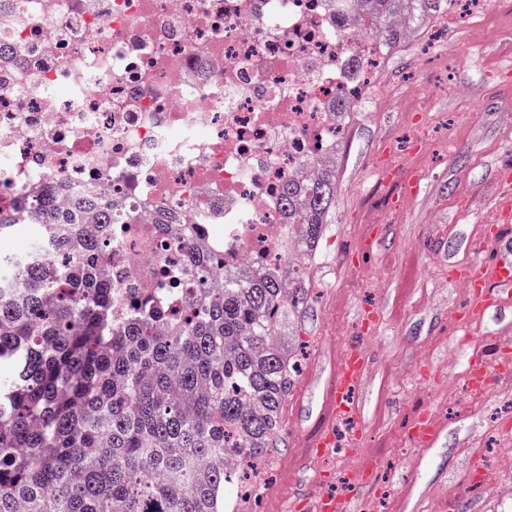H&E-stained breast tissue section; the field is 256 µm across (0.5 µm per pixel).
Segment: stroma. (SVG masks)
<instances>
[{"instance_id":"obj_1","label":"stroma","mask_w":512,"mask_h":512,"mask_svg":"<svg viewBox=\"0 0 512 512\" xmlns=\"http://www.w3.org/2000/svg\"><path fill=\"white\" fill-rule=\"evenodd\" d=\"M512 0L468 14L445 42L422 52L414 42L390 48L384 84L363 112L351 113L339 148L336 198L314 257L307 259L309 297L290 344L300 371L282 411V441L259 471V492L238 499L236 512H289L300 496L328 490L326 474L351 475L380 459L376 484L384 512H448L464 491L468 460L485 427L503 439L491 485L469 494L474 512H512V385L470 417L448 407L467 353L454 345L455 304L466 293L451 266L486 254L479 227L511 189L497 181L512 165ZM412 171L420 191L407 204L369 209V193L392 195L381 165ZM378 244L355 251L365 232ZM381 321L366 341L369 372L356 395L361 438L352 455L313 454L310 445L335 426L330 415L336 363L359 338L363 309ZM436 410L443 430L429 447L410 441L422 409Z\"/></svg>"}]
</instances>
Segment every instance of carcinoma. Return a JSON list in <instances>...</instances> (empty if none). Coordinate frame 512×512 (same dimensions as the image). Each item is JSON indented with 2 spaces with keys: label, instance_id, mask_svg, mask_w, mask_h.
<instances>
[{
  "label": "carcinoma",
  "instance_id": "carcinoma-1",
  "mask_svg": "<svg viewBox=\"0 0 512 512\" xmlns=\"http://www.w3.org/2000/svg\"><path fill=\"white\" fill-rule=\"evenodd\" d=\"M365 31L391 44L399 18L418 26L448 0H350ZM336 196V166L282 202L304 251L316 249ZM101 228L85 231V203L66 211L52 197L0 211V239L24 212L49 224L47 253L0 277V512H229L239 472L226 462H258L282 433L281 412L295 365L285 326L306 309L302 262L260 275L224 277L163 305L138 294L112 325V280L101 276L112 210L95 201ZM205 283L211 257L187 255Z\"/></svg>",
  "mask_w": 512,
  "mask_h": 512
}]
</instances>
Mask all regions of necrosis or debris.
<instances>
[{"label":"necrosis or debris","mask_w":512,"mask_h":512,"mask_svg":"<svg viewBox=\"0 0 512 512\" xmlns=\"http://www.w3.org/2000/svg\"><path fill=\"white\" fill-rule=\"evenodd\" d=\"M385 46L335 0H0V209L94 194L117 293L300 259L288 180L336 157L337 104L379 88Z\"/></svg>","instance_id":"4bbe7bcc"}]
</instances>
